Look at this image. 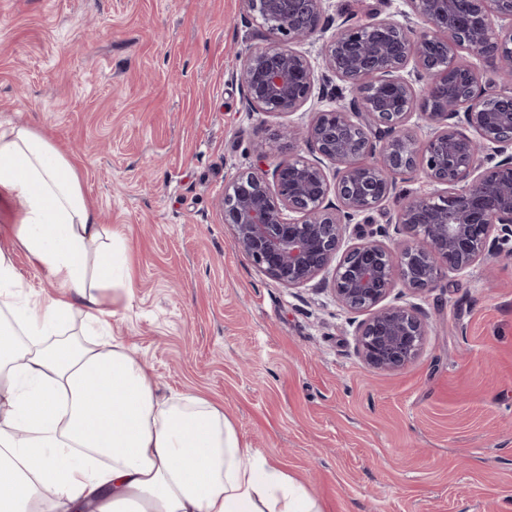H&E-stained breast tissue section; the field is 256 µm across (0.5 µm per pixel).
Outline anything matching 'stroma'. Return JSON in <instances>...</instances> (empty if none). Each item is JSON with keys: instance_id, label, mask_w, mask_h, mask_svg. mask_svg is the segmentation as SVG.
I'll use <instances>...</instances> for the list:
<instances>
[{"instance_id": "obj_1", "label": "stroma", "mask_w": 512, "mask_h": 512, "mask_svg": "<svg viewBox=\"0 0 512 512\" xmlns=\"http://www.w3.org/2000/svg\"><path fill=\"white\" fill-rule=\"evenodd\" d=\"M403 0H329L400 19ZM260 42L240 0H0V114L76 165L129 249L112 333L174 398L224 407L253 451L325 512L512 506V256L416 298L421 356L367 369L330 291L285 288L234 248L217 200L286 116L245 109L233 77Z\"/></svg>"}]
</instances>
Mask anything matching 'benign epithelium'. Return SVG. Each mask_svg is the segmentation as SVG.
<instances>
[{"label": "benign epithelium", "instance_id": "1", "mask_svg": "<svg viewBox=\"0 0 512 512\" xmlns=\"http://www.w3.org/2000/svg\"><path fill=\"white\" fill-rule=\"evenodd\" d=\"M242 2L265 37L235 72L246 109L333 105L271 134L273 168L262 153L225 184L218 205L233 245L286 288L331 274L336 302L357 320V357L402 369L421 355L429 321L392 295L395 280L421 295L512 254V0H404L403 20L365 24L329 16L326 0ZM332 27L320 54L335 87L307 50ZM416 114L419 137L407 128ZM416 171L434 191L403 186ZM380 210L397 237L369 224Z\"/></svg>", "mask_w": 512, "mask_h": 512}]
</instances>
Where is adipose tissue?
I'll return each mask as SVG.
<instances>
[{"label": "adipose tissue", "instance_id": "ef3b65f1", "mask_svg": "<svg viewBox=\"0 0 512 512\" xmlns=\"http://www.w3.org/2000/svg\"><path fill=\"white\" fill-rule=\"evenodd\" d=\"M0 200L18 215L0 246V512H324L222 406L164 396L111 336L132 299L127 246L30 125L0 120ZM17 248L56 286L33 308Z\"/></svg>", "mask_w": 512, "mask_h": 512}]
</instances>
